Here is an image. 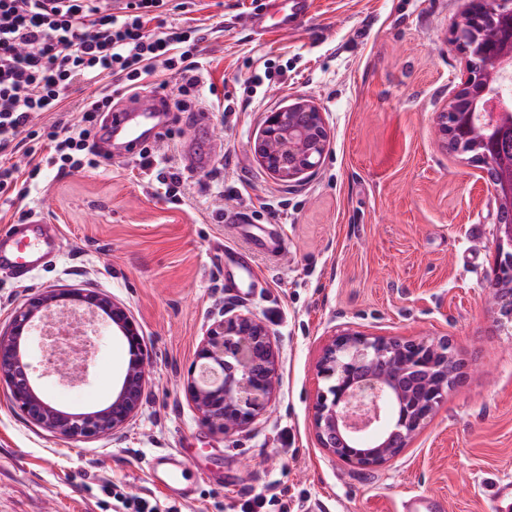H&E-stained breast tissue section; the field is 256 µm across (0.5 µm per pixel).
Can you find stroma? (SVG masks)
<instances>
[{
	"instance_id": "35a3bbf8",
	"label": "stroma",
	"mask_w": 512,
	"mask_h": 512,
	"mask_svg": "<svg viewBox=\"0 0 512 512\" xmlns=\"http://www.w3.org/2000/svg\"><path fill=\"white\" fill-rule=\"evenodd\" d=\"M471 0H314L307 27L264 37L246 25L252 0H203L198 47L204 86L240 95L264 59L286 56L287 85L265 83L257 104L225 121L207 112L223 151L188 168L198 113L173 112L157 144L180 172L182 199L148 184L134 160L39 176L26 210L60 229V255L26 280L0 271V328L31 297L79 289L109 297L135 321L149 362L139 411L104 436L70 440L31 421L0 384V512H113L109 482L159 508L241 512L256 493L266 512H402L413 495H439L446 512H498L489 489L512 479V330L500 329L486 277L495 260L496 206L480 164L450 154L432 117L458 89L466 59L449 44ZM322 110L329 140L320 167L285 183L250 149L267 113L296 97ZM243 185L249 197L214 193ZM277 225L280 249L255 242ZM249 252L255 277L232 292L225 248ZM270 329L280 382L270 410L232 434L212 430L186 394L189 368L224 312ZM447 337L465 364L460 383L412 446L389 466L353 468L318 447L316 362L334 332ZM128 361L107 335L90 365V399L41 394L72 412L102 405ZM185 456L195 500L153 487L147 460Z\"/></svg>"
}]
</instances>
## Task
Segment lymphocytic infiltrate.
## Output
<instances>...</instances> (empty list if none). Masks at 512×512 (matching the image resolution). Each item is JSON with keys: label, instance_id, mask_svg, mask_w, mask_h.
<instances>
[{"label": "lymphocytic infiltrate", "instance_id": "lymphocytic-infiltrate-1", "mask_svg": "<svg viewBox=\"0 0 512 512\" xmlns=\"http://www.w3.org/2000/svg\"><path fill=\"white\" fill-rule=\"evenodd\" d=\"M198 2L125 0L116 11L110 0H0L1 201H13L20 176L97 168V135L115 97L154 82L170 90L176 111L188 109L201 77ZM287 77V65L265 60L244 80V96H225L216 109L241 111L264 82ZM92 84L96 94L71 104L74 87ZM20 144L22 165L12 161Z\"/></svg>", "mask_w": 512, "mask_h": 512}]
</instances>
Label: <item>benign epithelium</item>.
Wrapping results in <instances>:
<instances>
[{"label":"benign epithelium","instance_id":"benign-epithelium-1","mask_svg":"<svg viewBox=\"0 0 512 512\" xmlns=\"http://www.w3.org/2000/svg\"><path fill=\"white\" fill-rule=\"evenodd\" d=\"M512 11V0H479L474 25L486 29ZM472 25V26H474ZM462 23L449 43L469 53L476 32ZM482 74L467 73L453 97L434 113L435 134L448 140V117L470 100L471 87ZM328 144L320 108L300 97L268 113L253 150L261 165L281 181L291 182L319 168ZM497 254L512 253V225L499 224ZM494 303L512 307V283L494 271L488 279ZM118 330L130 349L121 385L99 410L63 411L45 401L38 381L55 376L61 381L86 379L91 355L71 367L55 359L68 337L96 347L91 335L95 318ZM40 333L43 370L28 361L33 333ZM317 374L333 381L318 393L312 427L320 448L350 466L383 467L410 447L435 414L448 392L464 374L446 338L379 336L343 330L323 346ZM148 377V359L141 337L127 312L106 297L78 290L48 292L17 309L7 330L0 333V382L14 393L27 416L67 438L104 435L122 427L137 411ZM278 380V357L266 324L252 314H231L206 331L191 368L188 393L204 422L233 435L248 428L271 407Z\"/></svg>","mask_w":512,"mask_h":512}]
</instances>
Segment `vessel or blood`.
<instances>
[{"label": "vessel or blood", "mask_w": 512, "mask_h": 512, "mask_svg": "<svg viewBox=\"0 0 512 512\" xmlns=\"http://www.w3.org/2000/svg\"><path fill=\"white\" fill-rule=\"evenodd\" d=\"M313 0H268L263 9L249 15L247 24L257 34L274 36L304 29L312 17ZM162 99L142 95L113 109L106 119L104 150L120 146L127 156H136L155 140L154 121L162 112ZM59 253V231L50 221L31 217L0 228V270L25 278L54 261ZM187 461L179 454L161 452L148 463L151 484L160 491L192 499L186 480Z\"/></svg>", "instance_id": "b4317fda"}]
</instances>
